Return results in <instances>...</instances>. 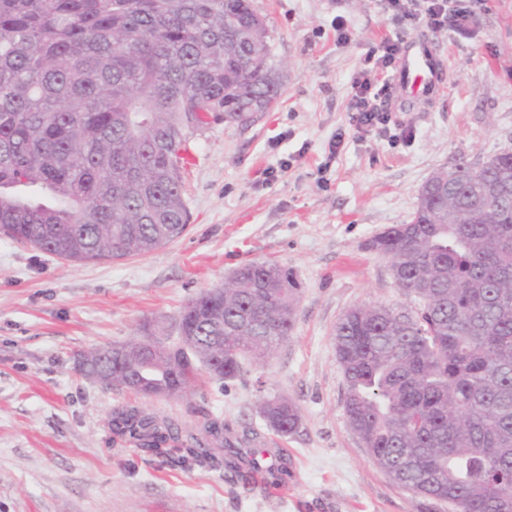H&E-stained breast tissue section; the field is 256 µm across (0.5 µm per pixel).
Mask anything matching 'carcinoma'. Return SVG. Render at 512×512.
I'll list each match as a JSON object with an SVG mask.
<instances>
[{"mask_svg": "<svg viewBox=\"0 0 512 512\" xmlns=\"http://www.w3.org/2000/svg\"><path fill=\"white\" fill-rule=\"evenodd\" d=\"M270 55L251 0H0V236L85 264L183 235L186 142L212 114L243 126L278 98ZM375 241L417 305H360L337 323L350 428L420 512H512V151L477 178L437 171L411 221ZM296 291L288 268L252 261L189 300L173 335L147 324L122 358L101 347L81 361L147 397L223 384L288 339ZM259 410L281 436L303 423L284 396ZM109 427L184 469L288 481L285 458L219 418L189 428L125 406Z\"/></svg>", "mask_w": 512, "mask_h": 512, "instance_id": "1", "label": "carcinoma"}]
</instances>
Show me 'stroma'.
Returning <instances> with one entry per match:
<instances>
[{
    "instance_id": "obj_1",
    "label": "stroma",
    "mask_w": 512,
    "mask_h": 512,
    "mask_svg": "<svg viewBox=\"0 0 512 512\" xmlns=\"http://www.w3.org/2000/svg\"><path fill=\"white\" fill-rule=\"evenodd\" d=\"M252 4L280 95L251 125L216 119L191 136L182 237L95 264L0 237V512H419L348 424L334 329L355 305L413 306L370 240L410 221L437 170L512 149V0H484L465 36L403 32L383 0ZM339 18L350 31L342 43ZM404 33L431 44L445 82L392 113L387 129L355 135L352 83L374 49ZM266 259L299 284L294 329L266 365L183 399L110 390L79 372L87 351L140 336L147 321L171 326L188 300ZM274 394L303 412L300 430L278 438L291 476L277 496L162 464L108 426L113 409L137 405L185 423L218 417L268 440L259 401Z\"/></svg>"
}]
</instances>
